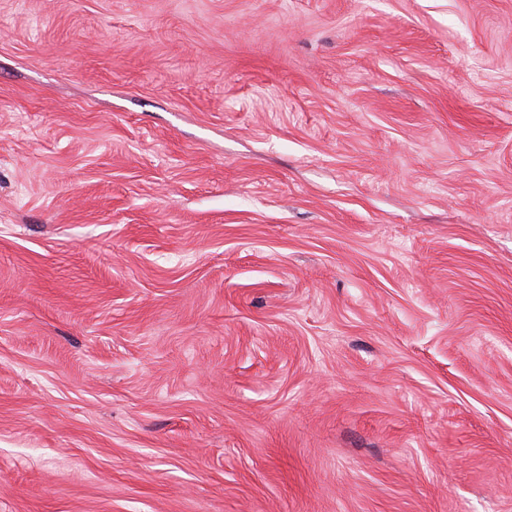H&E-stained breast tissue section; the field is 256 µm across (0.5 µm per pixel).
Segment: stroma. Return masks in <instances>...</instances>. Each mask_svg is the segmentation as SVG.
Segmentation results:
<instances>
[{
    "instance_id": "35a3bbf8",
    "label": "stroma",
    "mask_w": 512,
    "mask_h": 512,
    "mask_svg": "<svg viewBox=\"0 0 512 512\" xmlns=\"http://www.w3.org/2000/svg\"><path fill=\"white\" fill-rule=\"evenodd\" d=\"M0 512H512V0H0Z\"/></svg>"
}]
</instances>
